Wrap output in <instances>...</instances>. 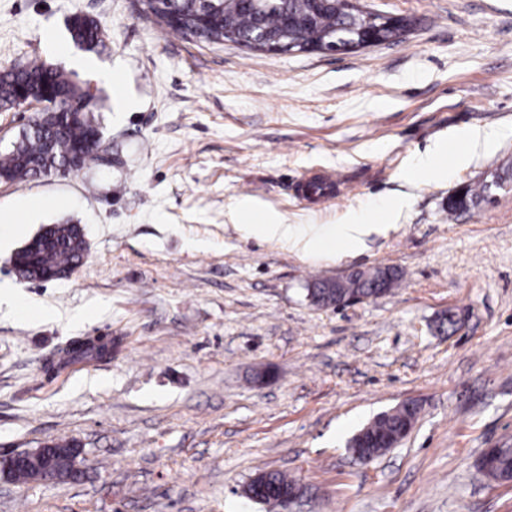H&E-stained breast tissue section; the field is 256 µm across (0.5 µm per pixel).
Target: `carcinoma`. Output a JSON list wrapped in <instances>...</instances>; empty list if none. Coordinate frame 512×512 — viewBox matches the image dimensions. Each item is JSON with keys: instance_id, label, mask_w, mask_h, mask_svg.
I'll return each instance as SVG.
<instances>
[{"instance_id": "cac0c4a2", "label": "carcinoma", "mask_w": 512, "mask_h": 512, "mask_svg": "<svg viewBox=\"0 0 512 512\" xmlns=\"http://www.w3.org/2000/svg\"><path fill=\"white\" fill-rule=\"evenodd\" d=\"M141 12L154 18L181 36L189 39L198 35L204 42L219 43L232 40L255 52L262 51L257 33L266 28L281 33V41L294 49L304 50L321 46L336 34V28L347 24L357 29L364 20H355L345 6L328 2L318 6L314 0H262L260 8L245 5L239 0H140ZM204 16L207 25L197 34L190 30L189 22ZM294 23L287 26L285 19ZM71 41L78 47L93 49L102 43L98 22L87 16L74 17L69 25ZM44 99L50 105L19 133L12 146L0 152V181L14 182L30 177H42L64 166L72 155H79L75 170L101 163L107 148L100 137L96 112L100 99L75 83L65 72L46 63L28 62L0 69V110L16 108L20 96ZM61 112H80L82 116L68 120ZM489 186H469L464 195L452 203L448 210L457 212L485 201ZM87 244L81 228L76 224H55L41 237L35 250L15 253L13 265L18 274L29 280L46 282L61 279L79 266L86 254ZM385 279L386 287L376 288L374 283ZM400 275L394 269L355 270L338 284L329 279H318L308 289L310 302L328 307L339 295L361 293L377 297L396 288ZM104 357L95 347L77 340L63 350V360L90 361ZM416 410L395 408L377 415L349 440V448L360 460H373L401 434ZM494 452L497 464L483 469L487 478L503 481L512 476V447L502 445ZM297 482L278 472L260 473L246 488L250 499L265 505L271 512L286 508L285 496L295 490Z\"/></svg>"}]
</instances>
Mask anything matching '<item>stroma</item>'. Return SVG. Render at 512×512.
Wrapping results in <instances>:
<instances>
[{
    "instance_id": "stroma-1",
    "label": "stroma",
    "mask_w": 512,
    "mask_h": 512,
    "mask_svg": "<svg viewBox=\"0 0 512 512\" xmlns=\"http://www.w3.org/2000/svg\"><path fill=\"white\" fill-rule=\"evenodd\" d=\"M360 3L412 26L356 52L253 53L185 39L137 0H0V68L36 59L102 91L112 150L90 172L0 182L1 212L42 206L0 247V282L26 306L0 311V457L81 450L74 480L0 475V512H267L244 494L262 472L305 486L286 512H512V481L478 468L512 445V137L461 143L447 174L410 171L460 131L512 130V0ZM77 15L103 45H73ZM316 173L336 188L311 202L297 185ZM479 182L490 201L449 214ZM396 197L395 227L355 256L248 230L268 214L380 224ZM67 221L83 262L19 279L15 252ZM378 267L402 275L387 295L306 297L315 278ZM94 336L110 357L58 365ZM408 400L410 434L356 460L348 440Z\"/></svg>"
}]
</instances>
